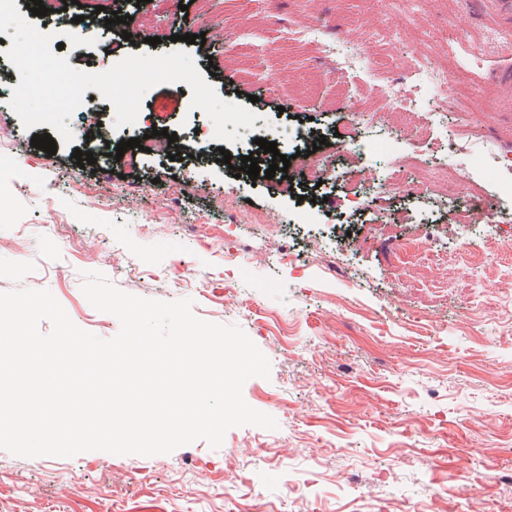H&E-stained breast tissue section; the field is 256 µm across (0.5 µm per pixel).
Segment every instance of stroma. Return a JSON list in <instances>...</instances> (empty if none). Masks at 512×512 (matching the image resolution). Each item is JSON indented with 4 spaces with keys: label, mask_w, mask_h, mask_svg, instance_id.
Masks as SVG:
<instances>
[{
    "label": "stroma",
    "mask_w": 512,
    "mask_h": 512,
    "mask_svg": "<svg viewBox=\"0 0 512 512\" xmlns=\"http://www.w3.org/2000/svg\"><path fill=\"white\" fill-rule=\"evenodd\" d=\"M98 6L132 16L141 38L64 47L73 68L103 72L131 53L185 51L224 101L286 131L281 154L325 138L330 181L312 185L296 163L284 178L236 175L252 141L219 144L211 120L170 84L148 90L136 122L120 128L111 105L86 90V111L69 121L74 142L47 155L31 139L53 128H23L9 105L20 74L0 53V130L13 140L0 164V292L49 290L75 325L103 339L120 324L87 301L84 272L143 298L192 299L198 318L239 326L268 358L269 378H249L243 397L278 423L232 428L217 449L199 439L150 457L0 449V512H439L449 500L458 512H512V291L494 284L512 251L483 249V225L470 227L465 246L449 235L468 204L464 187L417 188L438 168L469 171L491 196L512 179L486 158L512 149V112L492 79L512 67V43L489 9L477 0H427L414 15L397 0H79L67 11L89 17ZM299 26L358 53L360 71H337L317 44L279 50ZM387 28L397 40L382 38ZM185 33L206 42H181ZM155 36L160 44L149 45ZM473 44L481 63L467 54ZM422 55L461 64L448 79V113L465 109L475 127L466 146L427 88L411 118L419 135L358 122L357 111L382 105L352 103L349 84H364L374 65L383 80H402ZM154 127L177 134L183 160L143 156L129 166L107 156ZM89 128L96 139L85 138ZM356 135L364 153L341 152ZM77 149L92 152L93 168L77 166ZM390 179L401 190L378 197ZM122 182L136 192L113 201ZM255 214L276 226L260 249ZM423 227L437 240L428 260L409 247ZM315 249L335 268L315 261Z\"/></svg>",
    "instance_id": "stroma-1"
}]
</instances>
